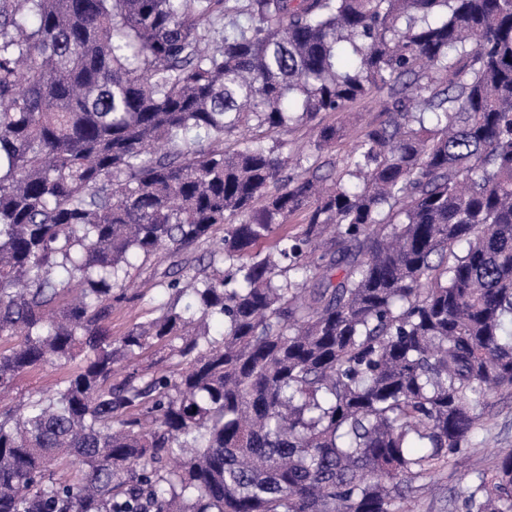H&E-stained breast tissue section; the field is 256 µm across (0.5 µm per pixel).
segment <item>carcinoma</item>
Returning <instances> with one entry per match:
<instances>
[{"label": "carcinoma", "instance_id": "1", "mask_svg": "<svg viewBox=\"0 0 512 512\" xmlns=\"http://www.w3.org/2000/svg\"><path fill=\"white\" fill-rule=\"evenodd\" d=\"M75 361L0 409V512H409L512 393V0H0V394ZM349 112L359 113L358 121L348 123V112H336L326 117V121L336 125L345 124L348 136H354L361 127L383 119L381 108L374 102L356 103L349 107ZM316 129L312 125H303L282 131L276 136L277 141L283 145V153L294 150L299 146H305L314 140ZM177 259L163 253L158 258H153L146 266L132 270L133 285L128 295L134 299L115 307L112 311V336H121L132 322H143L155 315V307L168 298L159 283L168 280L164 274L169 269L172 271V262ZM55 365H46L30 373L23 374L16 381L14 390L8 397L0 396V405H14L28 394L46 389L56 383L66 372Z\"/></svg>", "mask_w": 512, "mask_h": 512}]
</instances>
